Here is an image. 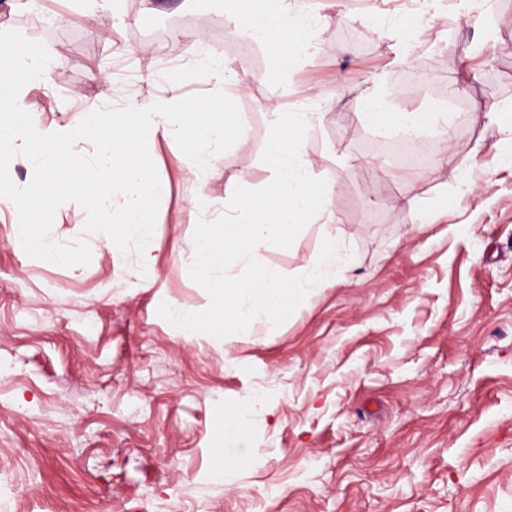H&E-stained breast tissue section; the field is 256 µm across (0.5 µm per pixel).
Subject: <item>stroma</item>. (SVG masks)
I'll return each mask as SVG.
<instances>
[{
	"mask_svg": "<svg viewBox=\"0 0 512 512\" xmlns=\"http://www.w3.org/2000/svg\"><path fill=\"white\" fill-rule=\"evenodd\" d=\"M436 6L404 61L396 0H316L321 51L304 63L281 55L284 34L210 48L255 75L228 89L198 56L207 31L235 28L224 0H0V30L51 56L21 100L37 129L93 104L221 89L244 128L201 183L176 143L149 142L170 185L151 274L136 249L111 256L76 202L49 236L86 241V266L28 257L16 208L0 209V512H512V133L485 116L512 103V0H474L466 16ZM277 62L292 97L267 77ZM402 75L393 109L453 115L446 164L424 172L368 153L379 133L356 115L366 90ZM315 96L325 116L304 148L335 221L254 257L301 277L333 234L346 265L280 326L185 335L157 309L210 303L189 276V199L220 209L238 183L269 184L268 106ZM464 170L474 192L453 180ZM413 196L435 223H419ZM223 456L236 463L226 485L213 478Z\"/></svg>",
	"mask_w": 512,
	"mask_h": 512,
	"instance_id": "stroma-1",
	"label": "stroma"
}]
</instances>
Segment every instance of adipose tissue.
<instances>
[{"mask_svg": "<svg viewBox=\"0 0 512 512\" xmlns=\"http://www.w3.org/2000/svg\"><path fill=\"white\" fill-rule=\"evenodd\" d=\"M243 1L249 4L250 22L237 27L238 35L266 41L284 31L292 33L288 50L291 55L302 57L311 41L310 12L292 9L289 0H224V5L234 15ZM360 118L367 126L389 136L418 129L438 130L443 139L448 136L445 116L433 112H393L373 93L362 99Z\"/></svg>", "mask_w": 512, "mask_h": 512, "instance_id": "1", "label": "adipose tissue"}]
</instances>
